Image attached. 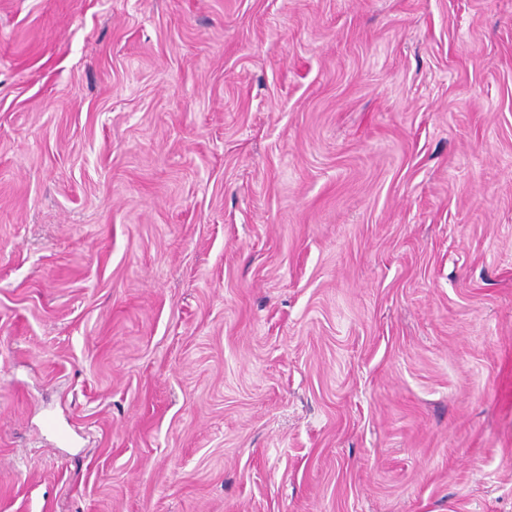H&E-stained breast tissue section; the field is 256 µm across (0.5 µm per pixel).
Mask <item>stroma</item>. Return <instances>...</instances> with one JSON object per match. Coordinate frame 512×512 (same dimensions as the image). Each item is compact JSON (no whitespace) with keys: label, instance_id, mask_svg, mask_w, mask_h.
Instances as JSON below:
<instances>
[{"label":"stroma","instance_id":"35a3bbf8","mask_svg":"<svg viewBox=\"0 0 512 512\" xmlns=\"http://www.w3.org/2000/svg\"><path fill=\"white\" fill-rule=\"evenodd\" d=\"M0 512H512V0H0Z\"/></svg>","mask_w":512,"mask_h":512}]
</instances>
